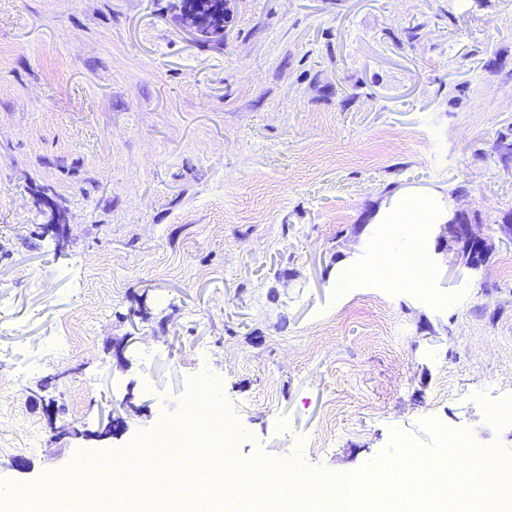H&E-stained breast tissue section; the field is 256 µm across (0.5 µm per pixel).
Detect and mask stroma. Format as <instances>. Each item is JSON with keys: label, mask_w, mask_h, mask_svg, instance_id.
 I'll list each match as a JSON object with an SVG mask.
<instances>
[{"label": "stroma", "mask_w": 512, "mask_h": 512, "mask_svg": "<svg viewBox=\"0 0 512 512\" xmlns=\"http://www.w3.org/2000/svg\"><path fill=\"white\" fill-rule=\"evenodd\" d=\"M182 3L0 0V512L77 501L204 374L243 459L355 473L429 420L512 453V0H228L209 38ZM402 189L485 265L373 223ZM385 238L426 290L340 285ZM457 206L455 199L443 191L399 190L382 201L372 221L376 224H417L416 229L422 231L430 224H445L444 228H448V232L456 238V250L465 265L469 269L479 270L475 249L489 251L493 246L492 240L478 230L480 224H458L455 218ZM406 216L410 222H406ZM406 261L411 269V275L407 281H405L404 286L407 288H425L432 278L433 270L432 267L426 263L421 262L415 253L407 252L406 253Z\"/></svg>", "instance_id": "35a3bbf8"}]
</instances>
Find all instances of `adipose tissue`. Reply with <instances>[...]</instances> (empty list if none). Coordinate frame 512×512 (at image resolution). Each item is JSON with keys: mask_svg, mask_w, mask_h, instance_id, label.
<instances>
[{"mask_svg": "<svg viewBox=\"0 0 512 512\" xmlns=\"http://www.w3.org/2000/svg\"><path fill=\"white\" fill-rule=\"evenodd\" d=\"M456 211L455 199L442 191L400 190L382 201L373 221L377 224H401L408 220L423 229L432 224L448 223L454 219Z\"/></svg>", "mask_w": 512, "mask_h": 512, "instance_id": "1", "label": "adipose tissue"}]
</instances>
